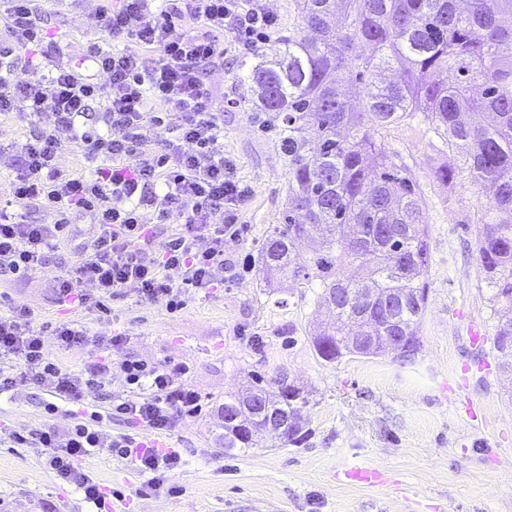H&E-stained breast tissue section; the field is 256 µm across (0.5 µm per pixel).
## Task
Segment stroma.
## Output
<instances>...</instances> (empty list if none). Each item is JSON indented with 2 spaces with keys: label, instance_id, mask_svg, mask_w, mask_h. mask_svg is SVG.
I'll return each instance as SVG.
<instances>
[{
  "label": "stroma",
  "instance_id": "obj_1",
  "mask_svg": "<svg viewBox=\"0 0 512 512\" xmlns=\"http://www.w3.org/2000/svg\"><path fill=\"white\" fill-rule=\"evenodd\" d=\"M36 5L56 41L53 63L111 48L97 22L98 0ZM224 47L223 61L204 77L226 101L224 154L251 194L240 207V235L224 244L233 266L223 287L189 294L175 313L164 302L133 295L112 300L104 313L57 305L53 280L70 266L68 254L26 278L0 275V304L27 307L38 325L74 320L87 327L84 345L61 350L54 339L46 341L49 356L69 370L80 371L112 333L126 334V343L109 352L112 395L126 390L119 369L124 359L189 368L185 382L202 403L194 417L165 433L118 419L106 423L112 435L180 452V467L163 485L145 491L146 473L104 453L81 459V469L115 491L112 512H512V371L492 350L499 318L475 251L485 200L462 155L421 112L374 131L410 170L426 201L430 259L421 347L406 362L356 356L325 363L312 338L333 322V312L318 305V291L308 283L267 282L261 267L264 239L288 205V160L272 130L273 115L251 111L254 90L236 77L242 52L229 39ZM30 132L21 117H0V202L9 197ZM446 168L455 175L449 184L435 178ZM472 323L482 342L471 343ZM281 372L310 393L302 416L311 437L280 447L265 435L250 451L224 452L218 436L225 396ZM48 401L28 385L0 403V512L94 510L79 490L56 478L31 439L45 425L70 423L66 411L48 413ZM20 434L27 443H17ZM356 468L380 472L382 483L346 479Z\"/></svg>",
  "mask_w": 512,
  "mask_h": 512
}]
</instances>
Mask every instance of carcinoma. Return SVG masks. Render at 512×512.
<instances>
[{
	"mask_svg": "<svg viewBox=\"0 0 512 512\" xmlns=\"http://www.w3.org/2000/svg\"><path fill=\"white\" fill-rule=\"evenodd\" d=\"M297 0L298 37L288 29L242 61L238 78L253 84L254 112H272L288 157V210L269 231L261 263L269 281L319 278L321 298L336 323L312 346L325 363L383 355L389 336H416L426 309L430 249L425 202L407 170L366 129L386 128L408 112H423L448 144L463 153L465 171L486 200L476 253L502 318L493 340L501 364L512 368V0ZM394 68L377 85L373 75ZM365 84L363 110L342 94ZM320 248L300 259L312 232ZM353 266L356 274L347 275ZM365 296L362 310L376 347L348 345L354 313L339 289ZM262 398L288 420L283 439L301 444L309 431L295 419L308 394L272 380L232 394L237 419L224 426L246 452L257 447L247 427L259 425L252 401Z\"/></svg>",
	"mask_w": 512,
	"mask_h": 512,
	"instance_id": "1",
	"label": "carcinoma"
}]
</instances>
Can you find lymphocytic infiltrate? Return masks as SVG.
Segmentation results:
<instances>
[{"instance_id":"f902f5d3","label":"lymphocytic infiltrate","mask_w":512,"mask_h":512,"mask_svg":"<svg viewBox=\"0 0 512 512\" xmlns=\"http://www.w3.org/2000/svg\"><path fill=\"white\" fill-rule=\"evenodd\" d=\"M4 2L0 22L8 38L0 42V114L32 118L49 112L54 121L33 131L12 178L11 197L0 208V274L29 276L57 252L71 250L75 262L55 278V298L63 306L99 309L105 300L133 293L175 312L185 293L223 287L224 242L240 232L238 210L249 189L224 155L221 114L203 73L224 55L221 35L250 53L264 43L276 18L255 6L242 8L239 0H161L156 9L152 0H101L99 26L118 48L97 49L79 67L51 66V39L35 0ZM149 12L154 18L148 22ZM186 20L199 24V32L182 31ZM148 50L158 53L150 65L143 58ZM27 68L39 70V78L23 77ZM95 102L103 107L99 130L85 125ZM159 103L164 111H156ZM155 128L168 136L151 148L148 135ZM64 139L95 159L89 175L59 168L57 148ZM130 156L136 164H127ZM34 201L54 213V223L28 219L24 208ZM80 212L92 222L76 234L72 219ZM173 217L179 231L155 249L157 224ZM84 282L93 292L81 291ZM48 335L67 350L86 342L88 333L75 321L45 331L18 305L0 312V395L29 383L72 407L73 424L62 430L49 424L35 435L57 477L81 490L96 512H108L109 495L78 465L91 452L130 460L148 473V488L163 484L179 465V452L104 432L103 415L88 406L89 393L112 379L110 356H93L80 373L67 371L46 353ZM121 370L127 394L112 401L110 417L157 432L200 411L199 394L181 381L188 366L177 362L161 370L127 360Z\"/></svg>"}]
</instances>
